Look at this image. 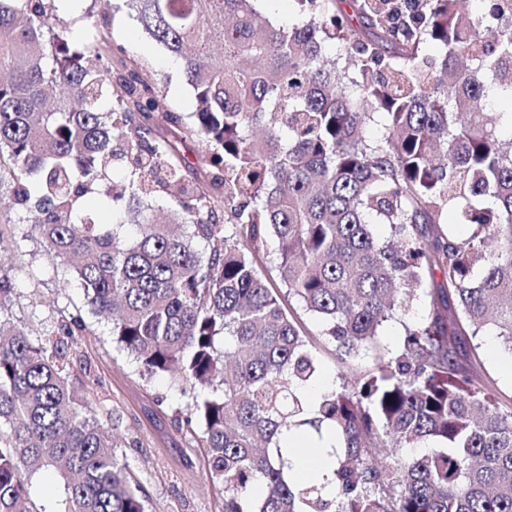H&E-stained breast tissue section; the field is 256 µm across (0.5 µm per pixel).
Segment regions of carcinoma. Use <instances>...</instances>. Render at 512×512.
<instances>
[{"label":"carcinoma","instance_id":"carcinoma-1","mask_svg":"<svg viewBox=\"0 0 512 512\" xmlns=\"http://www.w3.org/2000/svg\"><path fill=\"white\" fill-rule=\"evenodd\" d=\"M54 2L0 0V174L37 214L44 248L80 259L73 273L91 311L112 314L113 343L143 377L178 387L180 429L206 449L224 512H512V398L462 346L491 327L512 351V138L496 132L512 110L486 111L491 87L512 100V0L474 12L463 0H291L289 26L256 0H120L184 62L208 187L153 144L139 114L181 116L141 64L116 80L84 65L86 52L112 54L107 16L84 50L62 32L45 52ZM60 88L77 106L51 102ZM116 161L112 216L163 193L191 232L141 210L129 239L88 212L82 199ZM268 239L273 282L258 260ZM285 293L336 347L340 384L313 403L318 349ZM12 294L1 273L0 512H33L21 471L49 467L67 479L64 512H146L95 406L75 395L83 317L61 316L36 343L10 317ZM417 299L426 315L403 324L400 348L350 368ZM308 429L336 436L333 467L299 484L284 440Z\"/></svg>","mask_w":512,"mask_h":512}]
</instances>
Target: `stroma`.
I'll return each instance as SVG.
<instances>
[{
	"mask_svg": "<svg viewBox=\"0 0 512 512\" xmlns=\"http://www.w3.org/2000/svg\"><path fill=\"white\" fill-rule=\"evenodd\" d=\"M80 14L86 24L109 15L106 33L112 44L113 74L122 73L123 62L129 60L148 65L154 94L165 100L170 111L185 117L183 124L173 126L154 116L156 145L186 159L182 174L187 182L208 181L209 171L199 163L205 146L188 118L195 110V99L184 80L181 60L151 39L127 10L113 9L107 0H80ZM57 16L59 27L70 31L73 39L86 38V24L75 27L63 10ZM22 217L9 188H1L0 227L7 234L0 241V267L10 274L15 287L13 315L29 326L34 338L43 340L54 330L60 309L83 308L84 294L69 266L30 236V226ZM84 320L87 330L76 343L91 363L96 409L114 439L118 459L143 489L146 512H221L224 500L206 474L201 448L177 428L176 418L184 409L178 391L168 379L140 376L135 363L113 343L110 321L90 314ZM477 342L482 370L495 380L502 397H511L512 378L504 376L501 363L512 353L490 330ZM21 478L36 512H62L65 486L56 473L25 471Z\"/></svg>",
	"mask_w": 512,
	"mask_h": 512,
	"instance_id": "stroma-1",
	"label": "stroma"
}]
</instances>
